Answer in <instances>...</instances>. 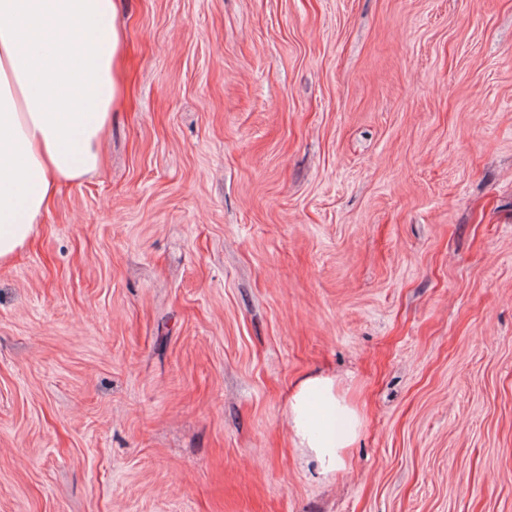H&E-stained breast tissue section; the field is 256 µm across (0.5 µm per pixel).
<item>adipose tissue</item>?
Instances as JSON below:
<instances>
[{
  "instance_id": "1",
  "label": "adipose tissue",
  "mask_w": 512,
  "mask_h": 512,
  "mask_svg": "<svg viewBox=\"0 0 512 512\" xmlns=\"http://www.w3.org/2000/svg\"><path fill=\"white\" fill-rule=\"evenodd\" d=\"M118 0H0V262L23 248L60 187L96 171L122 93ZM291 428L326 476L359 418L333 378L300 380Z\"/></svg>"
}]
</instances>
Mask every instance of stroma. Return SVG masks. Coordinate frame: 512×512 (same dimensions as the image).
Returning a JSON list of instances; mask_svg holds the SVG:
<instances>
[{"label": "stroma", "mask_w": 512, "mask_h": 512, "mask_svg": "<svg viewBox=\"0 0 512 512\" xmlns=\"http://www.w3.org/2000/svg\"><path fill=\"white\" fill-rule=\"evenodd\" d=\"M120 14L104 165L0 263V512H512V0ZM291 428L318 474L327 476L345 467V454L357 438L359 418L336 380L327 376L306 377L294 387L289 399Z\"/></svg>", "instance_id": "obj_1"}]
</instances>
